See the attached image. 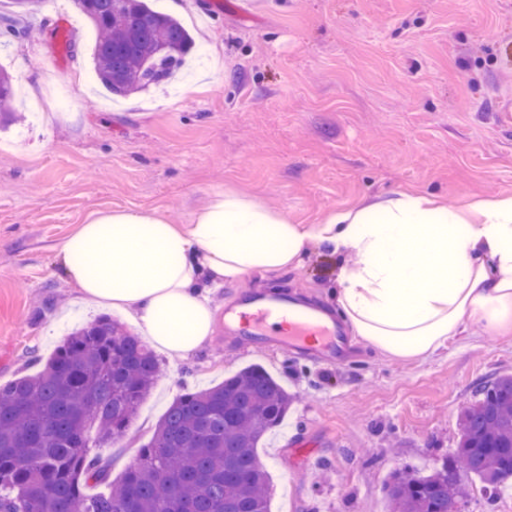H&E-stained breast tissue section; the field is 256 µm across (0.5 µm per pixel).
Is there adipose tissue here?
<instances>
[{
	"label": "adipose tissue",
	"mask_w": 512,
	"mask_h": 512,
	"mask_svg": "<svg viewBox=\"0 0 512 512\" xmlns=\"http://www.w3.org/2000/svg\"><path fill=\"white\" fill-rule=\"evenodd\" d=\"M314 246L336 257L339 314L391 357L425 360L472 329L512 332V198L451 211L400 193L293 224L223 191L186 224L136 209L93 212L59 252L82 301L129 314L153 347L187 359L216 333L212 289L298 267Z\"/></svg>",
	"instance_id": "adipose-tissue-1"
}]
</instances>
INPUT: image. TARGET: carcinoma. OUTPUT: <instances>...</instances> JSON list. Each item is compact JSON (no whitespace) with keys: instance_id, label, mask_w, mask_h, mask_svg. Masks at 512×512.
<instances>
[{"instance_id":"cac0c4a2","label":"carcinoma","mask_w":512,"mask_h":512,"mask_svg":"<svg viewBox=\"0 0 512 512\" xmlns=\"http://www.w3.org/2000/svg\"><path fill=\"white\" fill-rule=\"evenodd\" d=\"M38 0H12L0 38L27 34L18 20ZM93 68L116 96L158 87L194 42L176 18L146 0H94ZM13 79L0 66V127L16 120ZM138 336L109 318L73 332L33 374L0 384V512H270V479L256 448L296 396L250 365L205 390L182 393L150 441L114 482L91 446L119 438L161 375ZM512 478V375L476 389L458 419L453 455L385 486L392 512H448L483 484L488 506Z\"/></svg>"}]
</instances>
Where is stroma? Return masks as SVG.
Returning <instances> with one entry per match:
<instances>
[{"label":"stroma","instance_id":"obj_1","mask_svg":"<svg viewBox=\"0 0 512 512\" xmlns=\"http://www.w3.org/2000/svg\"><path fill=\"white\" fill-rule=\"evenodd\" d=\"M210 49L186 90L112 98L93 73V28L72 0H43L27 36L0 49L18 90L0 129V384L31 373L76 328L59 244L92 212L133 208L188 223L230 190L317 224L333 210L399 192L458 209L512 197V0H163ZM336 259L252 273L211 294L284 292L334 308ZM358 357L319 365L242 351L216 334L162 374L122 438L95 448L120 479L184 388L252 365L296 401L257 453L271 512H388L392 472L429 471L452 453L477 385L512 374L511 336H458L424 361L358 341ZM323 457L308 468L304 451Z\"/></svg>","mask_w":512,"mask_h":512}]
</instances>
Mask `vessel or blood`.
I'll return each instance as SVG.
<instances>
[{
  "mask_svg": "<svg viewBox=\"0 0 512 512\" xmlns=\"http://www.w3.org/2000/svg\"><path fill=\"white\" fill-rule=\"evenodd\" d=\"M224 318L228 333L251 347L277 349L319 364H343L352 355L341 323L287 297L269 304L248 294Z\"/></svg>",
  "mask_w": 512,
  "mask_h": 512,
  "instance_id": "vessel-or-blood-1",
  "label": "vessel or blood"
}]
</instances>
